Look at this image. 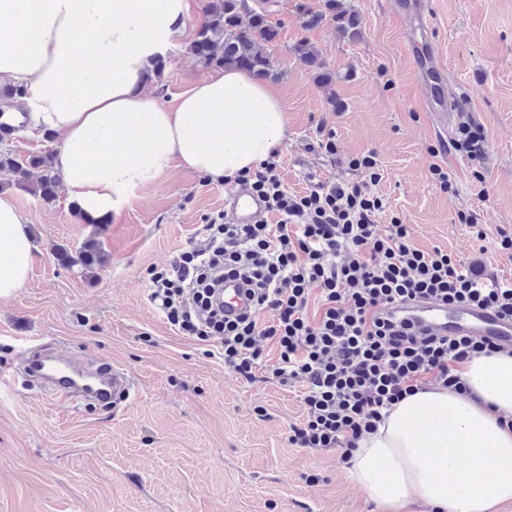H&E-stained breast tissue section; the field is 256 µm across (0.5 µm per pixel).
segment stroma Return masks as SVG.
Returning a JSON list of instances; mask_svg holds the SVG:
<instances>
[{"mask_svg": "<svg viewBox=\"0 0 512 512\" xmlns=\"http://www.w3.org/2000/svg\"><path fill=\"white\" fill-rule=\"evenodd\" d=\"M340 0L357 12L364 36L349 41L333 20L305 25L323 0H263L280 28L271 86L287 109L288 138L277 171L289 192L312 179L365 182L352 159L374 154L386 203L377 218L408 224L420 249L448 251L481 275L512 281V254L499 232L512 229V0ZM210 0H189L186 33L167 57L152 94L176 105L210 69L188 50ZM435 45L446 89L479 124L487 148L470 160L439 134L424 107L426 88L412 44ZM314 45L333 80L317 84L296 56ZM331 133L335 154L316 148ZM447 173L443 191L433 167ZM26 216L34 250L30 277L0 299V512H379L351 483L337 449L298 448L300 384L270 376L278 353L264 350L254 380L225 366L219 340L182 335L148 300V271L186 249L200 224L224 214L229 183L172 167L138 189L119 217L82 221L65 192L48 203L7 185ZM470 223H460V215ZM94 238L109 253L92 275L59 265L55 251ZM76 356L92 371L125 366L136 390L120 403L59 401L25 370V339ZM317 482H309V475Z\"/></svg>", "mask_w": 512, "mask_h": 512, "instance_id": "1", "label": "stroma"}]
</instances>
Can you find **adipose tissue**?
<instances>
[{"instance_id":"ef3b65f1","label":"adipose tissue","mask_w":512,"mask_h":512,"mask_svg":"<svg viewBox=\"0 0 512 512\" xmlns=\"http://www.w3.org/2000/svg\"><path fill=\"white\" fill-rule=\"evenodd\" d=\"M188 0H0V83L23 86L27 128L58 134L53 162L87 219L120 214L172 166L232 181L287 138L281 98L227 68L170 107L145 87L186 28ZM33 243L0 196V299L28 281ZM468 394L429 386L358 442L348 475L383 512H495L512 500V352L478 355Z\"/></svg>"}]
</instances>
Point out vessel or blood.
<instances>
[{"instance_id":"vessel-or-blood-1","label":"vessel or blood","mask_w":512,"mask_h":512,"mask_svg":"<svg viewBox=\"0 0 512 512\" xmlns=\"http://www.w3.org/2000/svg\"><path fill=\"white\" fill-rule=\"evenodd\" d=\"M413 59L427 89L429 110L436 112L445 123H454L456 113L447 107L445 73L443 68L436 65L432 50L414 53ZM225 204L235 224H253L262 221L266 214L264 203L245 186L231 190ZM384 314L395 324H406L420 332L437 336H473L498 345L512 346V319L488 308L424 302L393 306L385 309ZM28 353L29 365L38 373L47 374V366L56 365L55 374H48L49 380L67 398L93 395L123 399L133 387L128 370L115 363L108 365L105 370L84 376L78 367L67 360L57 361L41 353L39 345H30Z\"/></svg>"}]
</instances>
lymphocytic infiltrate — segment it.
<instances>
[{
	"mask_svg": "<svg viewBox=\"0 0 512 512\" xmlns=\"http://www.w3.org/2000/svg\"><path fill=\"white\" fill-rule=\"evenodd\" d=\"M369 183L317 182L288 192L275 162L251 176L270 221L203 224L199 244L151 274L150 303L188 336L220 337L224 363L253 380L265 345L278 359L279 383L301 382L305 417L288 440L301 448H338L350 458L383 412L435 383L465 393L458 370L498 345L470 336L416 335L383 320L388 305L422 300L473 304L512 318V283L483 278L441 249L414 246L407 225L384 211L369 185L378 182L373 155L353 159ZM246 286L253 304L228 319L217 297L226 279Z\"/></svg>",
	"mask_w": 512,
	"mask_h": 512,
	"instance_id": "lymphocytic-infiltrate-1",
	"label": "lymphocytic infiltrate"
}]
</instances>
